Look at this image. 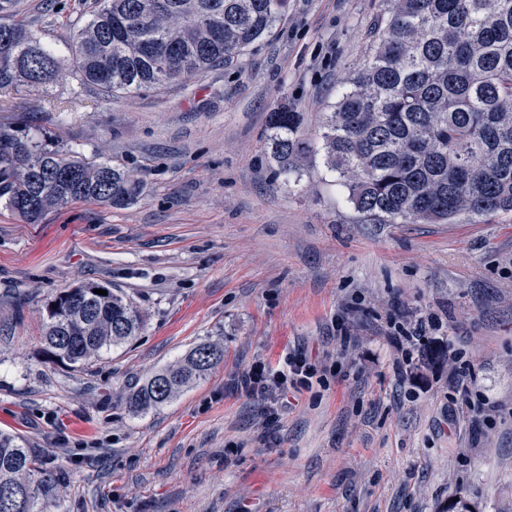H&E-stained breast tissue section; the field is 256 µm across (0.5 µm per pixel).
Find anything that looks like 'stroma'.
<instances>
[{"label":"stroma","instance_id":"stroma-1","mask_svg":"<svg viewBox=\"0 0 512 512\" xmlns=\"http://www.w3.org/2000/svg\"><path fill=\"white\" fill-rule=\"evenodd\" d=\"M95 0H14L66 50ZM383 0H288L237 63L104 98L67 75L0 99V123L143 183L33 224L0 207V431L64 474L50 512H512V212L364 224L322 151L283 175L269 114L323 115ZM131 298L139 336L87 369L48 363L46 303L80 283ZM417 337L402 351L391 325ZM221 360L169 403L129 397L199 344ZM336 366L277 422L231 378L297 346Z\"/></svg>","mask_w":512,"mask_h":512}]
</instances>
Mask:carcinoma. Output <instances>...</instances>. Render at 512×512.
I'll return each instance as SVG.
<instances>
[{
	"label": "carcinoma",
	"instance_id": "carcinoma-1",
	"mask_svg": "<svg viewBox=\"0 0 512 512\" xmlns=\"http://www.w3.org/2000/svg\"><path fill=\"white\" fill-rule=\"evenodd\" d=\"M373 48L322 122L326 166L361 222L450 224L512 212V0H388ZM288 0H97L68 46L72 71L107 96L180 84L230 65L271 33ZM60 51L22 23L0 24V91L48 88ZM303 114L270 113V144L290 173L313 150ZM141 183L108 162L0 124V204L34 223L75 201L130 205ZM107 291L98 295L94 290ZM143 317L112 287L81 283L45 307L47 361L85 367L139 335ZM201 343L129 399L155 409L218 361ZM62 481L18 436L0 433V512H49Z\"/></svg>",
	"mask_w": 512,
	"mask_h": 512
}]
</instances>
